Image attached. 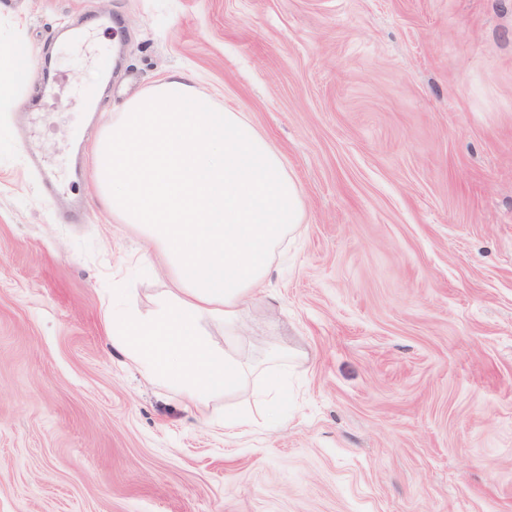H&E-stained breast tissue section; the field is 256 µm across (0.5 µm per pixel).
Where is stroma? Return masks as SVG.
<instances>
[{
  "mask_svg": "<svg viewBox=\"0 0 512 512\" xmlns=\"http://www.w3.org/2000/svg\"><path fill=\"white\" fill-rule=\"evenodd\" d=\"M15 40L63 87L0 112V512H512V0H0ZM176 69L299 188L236 332L200 323L251 384L287 355L281 427L233 393L189 405L105 336L170 282L77 149Z\"/></svg>",
  "mask_w": 512,
  "mask_h": 512,
  "instance_id": "obj_1",
  "label": "stroma"
}]
</instances>
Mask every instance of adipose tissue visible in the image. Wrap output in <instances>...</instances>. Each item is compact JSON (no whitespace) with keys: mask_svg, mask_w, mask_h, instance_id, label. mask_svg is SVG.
I'll return each instance as SVG.
<instances>
[{"mask_svg":"<svg viewBox=\"0 0 512 512\" xmlns=\"http://www.w3.org/2000/svg\"><path fill=\"white\" fill-rule=\"evenodd\" d=\"M32 74L22 45L0 44V108ZM91 173L113 218L139 227L144 260L159 259L170 274L171 299L153 314L104 312L113 347L193 404L238 391L244 361L216 352L200 323L237 326L274 249L302 219L297 184L276 149L243 113L200 93L193 75L173 71L122 107L95 147ZM269 362L265 386L251 397L277 426L288 373L283 354Z\"/></svg>","mask_w":512,"mask_h":512,"instance_id":"1","label":"adipose tissue"}]
</instances>
